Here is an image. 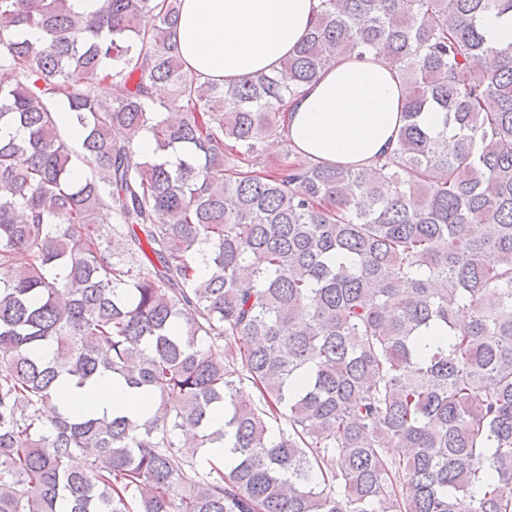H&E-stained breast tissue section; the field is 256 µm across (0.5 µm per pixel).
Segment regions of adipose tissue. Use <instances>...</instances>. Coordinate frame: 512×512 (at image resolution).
Wrapping results in <instances>:
<instances>
[{
  "instance_id": "obj_1",
  "label": "adipose tissue",
  "mask_w": 512,
  "mask_h": 512,
  "mask_svg": "<svg viewBox=\"0 0 512 512\" xmlns=\"http://www.w3.org/2000/svg\"><path fill=\"white\" fill-rule=\"evenodd\" d=\"M320 0H181L178 41L186 70L219 83L272 72L306 37ZM406 89L375 57L338 58L291 99L298 164L373 165L395 146ZM98 414L148 417L152 396L100 377L83 399Z\"/></svg>"
}]
</instances>
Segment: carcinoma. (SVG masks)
Returning a JSON list of instances; mask_svg holds the SVG:
<instances>
[{"label": "carcinoma", "mask_w": 512, "mask_h": 512, "mask_svg": "<svg viewBox=\"0 0 512 512\" xmlns=\"http://www.w3.org/2000/svg\"><path fill=\"white\" fill-rule=\"evenodd\" d=\"M179 8L0 0V512H512V43L482 27L512 0H320L227 85L184 69ZM367 52L409 89L393 153L259 167ZM104 373L154 412L72 413Z\"/></svg>", "instance_id": "obj_1"}]
</instances>
